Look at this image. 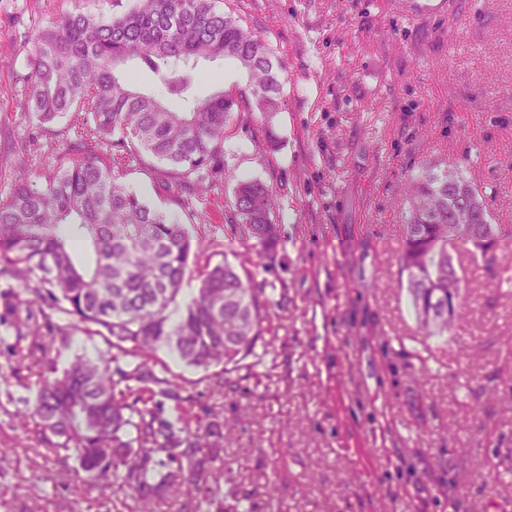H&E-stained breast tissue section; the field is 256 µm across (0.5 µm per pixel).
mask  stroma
Wrapping results in <instances>:
<instances>
[{"instance_id":"obj_1","label":"stroma","mask_w":512,"mask_h":512,"mask_svg":"<svg viewBox=\"0 0 512 512\" xmlns=\"http://www.w3.org/2000/svg\"><path fill=\"white\" fill-rule=\"evenodd\" d=\"M280 62L278 112L240 104L224 131L229 180L204 196L170 187L150 159L124 179L177 217L192 244L181 300L206 262L223 260L273 300L268 353L240 388L213 394L220 367L157 358L191 396L236 421L224 444L231 488L254 512H512V287L469 266L468 312L450 339L423 340L394 247L406 180L446 159L479 187L495 223L512 226V0H218ZM109 0H0V188L19 159L34 172L65 141L19 154L38 133L9 92L26 72L19 35L67 12L105 15ZM195 90L244 89L229 61H200ZM272 188L278 238L263 253L229 220L236 179ZM0 512H114L97 492L75 499L65 469L33 453L15 417L29 392L0 343ZM498 450L496 469L482 468ZM49 475L30 480L33 467ZM274 484V501L261 486Z\"/></svg>"}]
</instances>
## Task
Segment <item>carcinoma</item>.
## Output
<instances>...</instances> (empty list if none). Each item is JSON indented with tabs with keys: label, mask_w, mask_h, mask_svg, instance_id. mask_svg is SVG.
I'll use <instances>...</instances> for the list:
<instances>
[{
	"label": "carcinoma",
	"mask_w": 512,
	"mask_h": 512,
	"mask_svg": "<svg viewBox=\"0 0 512 512\" xmlns=\"http://www.w3.org/2000/svg\"><path fill=\"white\" fill-rule=\"evenodd\" d=\"M30 73L14 88L17 105L48 135L66 141L68 163L38 174L19 163L0 196V267L22 288L25 315L14 311L12 355L38 388L19 423L39 419L46 453L78 467L65 489L98 490L110 499L129 491L137 512H159L185 485L199 504L224 506V440L233 424L208 410L191 425L190 396L181 377L156 371L167 349L183 364L223 373L252 356L271 299L226 261L200 273L195 295L177 319L172 307L188 270L190 236L168 214L151 208L123 183L127 160L145 154L169 166L167 175L192 193L224 176V127L242 98L264 114L279 109L284 76L267 43L215 0H137L110 16L66 14L25 35ZM231 60L247 75V91L194 92L195 64ZM135 62L165 89L160 95L129 85L119 65ZM66 119L58 130L48 124ZM448 185V164L409 180V215L396 247L406 289L424 338L452 334L466 314L465 262L500 274L496 252L512 255V231L448 238L452 211L478 191L461 173ZM273 191L240 180L230 221L243 239H274ZM58 321H53V317ZM43 321H38V318ZM103 336L105 351L53 365L55 342L66 347L86 331ZM173 413L163 416L165 402Z\"/></svg>",
	"instance_id": "obj_1"
}]
</instances>
